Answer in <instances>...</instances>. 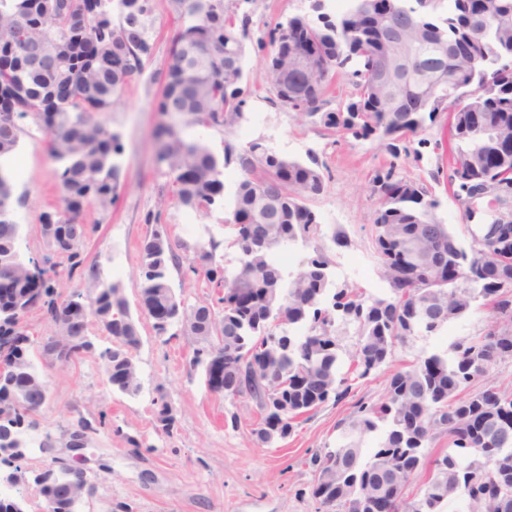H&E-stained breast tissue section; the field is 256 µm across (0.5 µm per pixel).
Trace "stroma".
Here are the masks:
<instances>
[{
  "label": "stroma",
  "instance_id": "1",
  "mask_svg": "<svg viewBox=\"0 0 512 512\" xmlns=\"http://www.w3.org/2000/svg\"><path fill=\"white\" fill-rule=\"evenodd\" d=\"M154 15L152 58L143 74L123 88L119 104L98 116L121 134L124 144L118 199L108 211L93 207L85 212L93 230L84 246V269L59 284L64 294L86 297L96 282H117L131 315L139 320L141 344L134 359L141 389L130 396L108 384L101 355L113 339L89 325L92 349L74 362L56 365L48 378L45 405L24 424L28 446L22 465L34 471L49 456L70 457L69 434L84 419L97 425L79 460L95 492L79 512H317L309 495L316 477L308 459L317 449L335 446L336 424L350 415V400L325 403L284 442L257 445L252 434L258 422L255 405L210 392L202 369L189 365L195 337L179 324L172 326L171 336L156 334L140 310V247L151 231L147 215L159 214L175 242L184 239L193 246L228 235L224 212L216 208L198 213L196 236L185 238L183 210L170 201L168 180L155 169L153 132L161 117L153 106L174 25L167 0H155ZM247 71L252 95L246 110L266 113L265 124L251 126V139L278 154L304 158L314 153L326 162L331 178L313 208L321 224L341 227L350 241L349 248L331 249L329 256L336 263L346 254L359 255L365 272L352 277V284L366 295H382L388 284L371 241L375 203L368 197V179L385 162L386 153L349 136L327 145L299 126L293 113L265 102L261 57L248 54ZM24 125L20 165L29 189L20 248L23 258L40 261L50 254L40 232L41 216L60 207V191L45 136L35 131L32 120ZM117 268L122 271L118 277L113 274ZM440 348L434 337H412L360 383L359 394L383 399L393 370ZM160 395L176 416L169 434L155 420L153 401ZM233 414L237 425L225 424V417Z\"/></svg>",
  "mask_w": 512,
  "mask_h": 512
}]
</instances>
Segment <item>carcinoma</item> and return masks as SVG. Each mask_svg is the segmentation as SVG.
<instances>
[{
  "mask_svg": "<svg viewBox=\"0 0 512 512\" xmlns=\"http://www.w3.org/2000/svg\"><path fill=\"white\" fill-rule=\"evenodd\" d=\"M448 2L442 13L440 0H393L391 16L367 27L369 0H350L330 18L294 15L262 29L253 13L240 11L238 0H169L176 34L154 104L164 117L154 138L156 165L169 180L175 205L194 213L222 207L234 262L217 257L221 242L212 237L206 247L171 242L166 226L150 215L146 223L154 228L142 244L140 308H166L168 324L153 323L159 334L195 317L192 333L200 347L191 367L203 366L206 351L222 350L230 389L225 397L248 399L261 413L271 401L286 412L279 430L254 429L261 446L293 434L300 419L327 401L349 397L356 381L385 365L409 338L435 336L466 317L477 298L495 321L512 314V287L483 282L481 270V263L497 253L501 278L512 284V243L502 250L484 247L467 224L456 229L436 217L440 202L433 185L440 183L441 168L430 172L428 181L407 172L408 159L421 157L413 144H428L424 134L446 112L454 130L448 155L472 161L458 175L454 193L479 196L491 181L504 184V194L487 202L492 214L512 196V151L482 165L496 150V139L512 140V63L505 62L512 55V0H488L489 20L482 27L467 15L463 0ZM154 26L153 0H0V50L12 54L10 68L0 70V86L12 99V107L0 112V158L17 154L27 134L23 120L38 123L58 85L71 84L75 95L53 102L55 128L41 129L53 175L62 200L112 205L124 145L121 134L94 120V114L108 111L123 86L143 73L153 54ZM395 37L420 48L413 66L458 76L454 95L464 101L462 108L448 109L432 84L404 73L394 81L368 78L381 62L382 42ZM249 47L264 58L271 105L294 113L322 139L334 143L349 135L390 155L369 179L376 203L372 243L389 295L367 297L331 278L324 228L311 207L325 189L326 163L315 156L307 161L283 156L257 141L226 140L218 153L187 136L191 128L219 132L244 119L251 94ZM339 75L348 77L350 90L334 95L331 84ZM298 81L309 84L301 102L288 94V84ZM230 167L236 177L227 183ZM26 200L27 192L17 191L16 175L0 166V282L7 285L0 291V309L34 300L25 283L33 270L45 285L37 309L56 327L55 336L36 351L24 330L16 329L20 346L4 361L0 410L13 412L19 425L35 414L32 404L46 399L45 390L30 393L31 385L48 377L34 355L54 354L65 363L80 357L92 348L91 318L116 342L102 354L112 377L131 371L120 392L134 394L140 387L132 354L140 344L138 322L118 285L95 284L86 303L56 288L61 277L71 279L84 266L88 226L77 239L63 234L68 224L82 225L83 212L68 213L64 225L45 235L63 261L21 267L3 260L17 251V213ZM244 208L253 210L254 223L267 228V246H258L233 224L234 213ZM299 242L311 251L288 272L279 257ZM181 250L193 256L184 259ZM450 262L464 275L448 286L438 281L437 268L446 270ZM172 267L186 279L203 280L216 295L222 289L253 290L276 295V302L221 308V299L212 297L187 305L172 288ZM341 326L353 327L357 336L346 352L337 337ZM508 360L512 329L503 327L495 335L488 328L395 371L383 400L359 398L349 418L336 426V447L316 450L309 458L314 470L331 478L311 488L319 510L365 512L362 503L370 499L372 512L402 506L407 512H445L449 501L462 499L467 512H512V391L480 383L492 366ZM154 405L157 423L172 432L176 419L164 395ZM366 437L374 438L367 457L361 448ZM440 438L448 439V451L434 454L432 445ZM479 464L490 465L498 496L480 499L470 487V471ZM45 466L42 500L52 501L54 512H76L78 504L62 496L76 476L54 458ZM416 481L418 499L402 491Z\"/></svg>",
  "mask_w": 512,
  "mask_h": 512,
  "instance_id": "obj_1",
  "label": "carcinoma"
}]
</instances>
